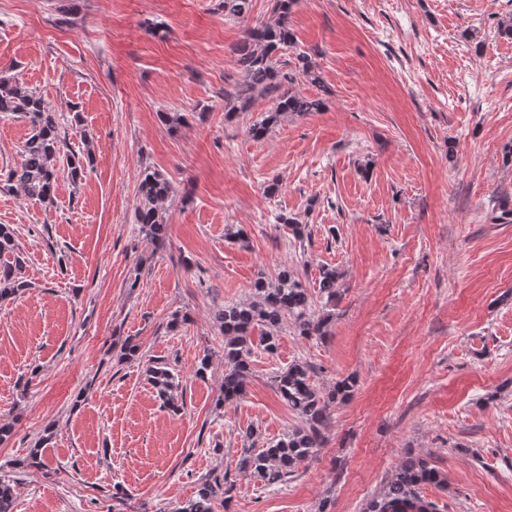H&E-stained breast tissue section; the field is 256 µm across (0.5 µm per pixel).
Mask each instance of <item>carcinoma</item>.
I'll return each mask as SVG.
<instances>
[{
  "label": "carcinoma",
  "mask_w": 512,
  "mask_h": 512,
  "mask_svg": "<svg viewBox=\"0 0 512 512\" xmlns=\"http://www.w3.org/2000/svg\"><path fill=\"white\" fill-rule=\"evenodd\" d=\"M250 2L224 0V18H244ZM296 4L297 0H273L271 19L248 30L233 50L242 79L224 92L227 113L247 112L260 98L268 97L273 102L271 109L248 128L255 140L264 139L287 114L319 112L325 107L323 99L306 96L295 87L298 82L314 86L322 83L313 55L302 51L292 61L281 60L282 52L297 41L288 24ZM0 114L23 119L29 127L21 148L23 161L8 172L6 182L46 208L54 205L59 179L80 182L91 163L89 151L67 141L61 133L57 111L42 95L7 76H0ZM139 178L135 220L140 231L159 249L168 238L164 203L171 194V185L159 171L149 167L140 170ZM277 222L287 226L298 241L307 236V225L291 215L282 213ZM24 264L16 229L11 224H0V301L21 294L28 287ZM339 279L336 267H319L318 291L329 306L336 305ZM286 318L293 321L298 334L305 338L327 335L333 319L330 312L314 314L307 286L298 273L287 268L273 282L258 274L248 299L226 305L215 314L224 335V385L218 403L234 402L245 395L253 376L255 350L269 354L278 350V329ZM147 375L163 404L179 410V381L165 364L155 362L147 368ZM272 381L280 399L301 419V425L264 448L256 447L254 428L245 429L244 437L250 444L240 450L235 460L239 474L267 487L287 483L302 463L319 453L331 421V409L352 394L355 384L346 377L328 388H319L312 379L310 366L304 362L288 365ZM50 439L51 435H45L17 462L18 468L44 466L42 448ZM444 483L445 477L428 456L409 452L380 492L367 501L363 512H438L434 502L421 498L420 490L424 485ZM233 489L228 472H212L199 482L195 494L172 512H214L218 496H223L224 505L230 504ZM14 495L13 485L0 480V512H14Z\"/></svg>",
  "instance_id": "1"
}]
</instances>
